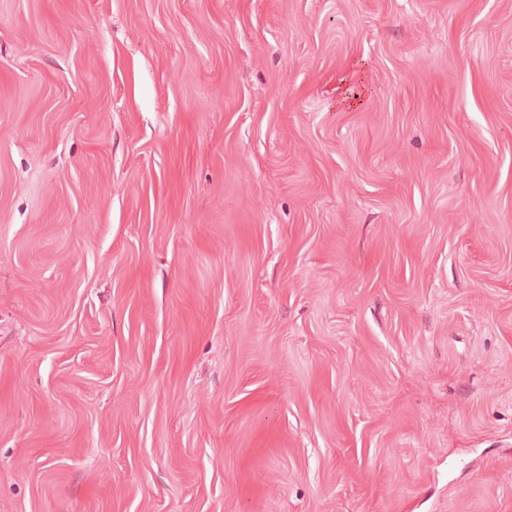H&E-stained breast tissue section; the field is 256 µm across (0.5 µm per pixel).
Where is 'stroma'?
<instances>
[{
	"label": "stroma",
	"mask_w": 512,
	"mask_h": 512,
	"mask_svg": "<svg viewBox=\"0 0 512 512\" xmlns=\"http://www.w3.org/2000/svg\"><path fill=\"white\" fill-rule=\"evenodd\" d=\"M0 512H512V0H0Z\"/></svg>",
	"instance_id": "35a3bbf8"
}]
</instances>
